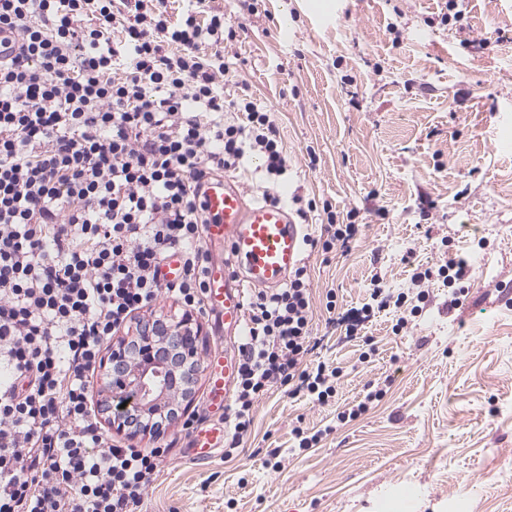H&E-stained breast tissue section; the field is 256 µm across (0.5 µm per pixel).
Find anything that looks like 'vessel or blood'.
Instances as JSON below:
<instances>
[{"instance_id":"vessel-or-blood-1","label":"vessel or blood","mask_w":512,"mask_h":512,"mask_svg":"<svg viewBox=\"0 0 512 512\" xmlns=\"http://www.w3.org/2000/svg\"><path fill=\"white\" fill-rule=\"evenodd\" d=\"M201 196L208 222L212 263L206 278L207 308L224 320L230 335L244 333V288H276L304 261V227L283 202L248 199L241 184L226 176L206 180ZM238 359L219 351L208 361V403L226 410L236 387ZM225 424L197 428L190 436L194 459H209L223 447Z\"/></svg>"}]
</instances>
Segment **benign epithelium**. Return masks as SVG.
Returning a JSON list of instances; mask_svg holds the SVG:
<instances>
[{"label":"benign epithelium","instance_id":"1","mask_svg":"<svg viewBox=\"0 0 512 512\" xmlns=\"http://www.w3.org/2000/svg\"><path fill=\"white\" fill-rule=\"evenodd\" d=\"M192 315L160 324L157 335L142 333L135 341L112 343L102 361L109 401L107 422L125 434L132 444L159 432L155 417L180 397L191 395L190 385L198 367L196 335ZM139 414L130 425L129 416Z\"/></svg>","mask_w":512,"mask_h":512}]
</instances>
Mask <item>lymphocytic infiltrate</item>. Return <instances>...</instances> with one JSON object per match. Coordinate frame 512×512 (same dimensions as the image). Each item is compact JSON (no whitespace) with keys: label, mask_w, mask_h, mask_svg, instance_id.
<instances>
[{"label":"lymphocytic infiltrate","mask_w":512,"mask_h":512,"mask_svg":"<svg viewBox=\"0 0 512 512\" xmlns=\"http://www.w3.org/2000/svg\"><path fill=\"white\" fill-rule=\"evenodd\" d=\"M205 0H0V512H143L167 449L114 443L91 404L105 344L160 298L204 314L202 180L261 158L278 200L288 156L269 110L224 95L237 37ZM179 281L164 280L171 256ZM306 267L250 295L225 457L275 385L325 401L309 366Z\"/></svg>","instance_id":"1"}]
</instances>
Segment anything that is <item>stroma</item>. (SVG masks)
Instances as JSON below:
<instances>
[{"label": "stroma", "mask_w": 512, "mask_h": 512, "mask_svg": "<svg viewBox=\"0 0 512 512\" xmlns=\"http://www.w3.org/2000/svg\"><path fill=\"white\" fill-rule=\"evenodd\" d=\"M237 25L226 51L279 128L284 199L358 225L348 248H306L318 346L340 368L321 403L274 386L232 458L190 454L181 421L215 419L197 374L179 417L140 448L171 452L145 512H377L382 492L416 487L403 512H512V0H217ZM463 257L460 302L413 272ZM407 292L416 313L372 312L354 335L329 323L369 303L374 285ZM370 391L367 412L344 411ZM320 433L299 448L294 428Z\"/></svg>", "instance_id": "stroma-1"}]
</instances>
